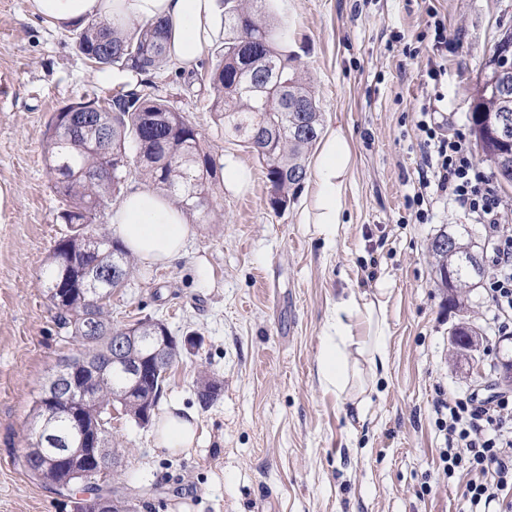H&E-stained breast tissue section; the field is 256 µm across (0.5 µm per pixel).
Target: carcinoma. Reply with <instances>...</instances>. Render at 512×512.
<instances>
[{"instance_id":"1","label":"carcinoma","mask_w":512,"mask_h":512,"mask_svg":"<svg viewBox=\"0 0 512 512\" xmlns=\"http://www.w3.org/2000/svg\"><path fill=\"white\" fill-rule=\"evenodd\" d=\"M224 48L219 58L201 64L213 95L208 109L224 136L234 138L250 149L263 164L269 184V204L276 212L288 208L306 176V155L317 142L322 115L315 96L293 65L294 57L281 43V35L262 9V0H224ZM162 24H147L129 34L115 26L91 21L76 33L82 54L99 67H116L141 75L135 87L117 91L103 99L80 102L93 105V123L103 122L105 144H95L87 130L67 125L68 113L58 111L48 121L44 158L49 170L64 169L63 177L52 181L59 197L58 218L70 227L72 237H62L53 252L75 236L90 233L98 239L95 269L81 266L62 275L58 268L45 265L47 297L58 311L61 327L71 331L81 345L80 356L103 361L112 347V290L124 286L134 268L133 256L110 236L99 220L117 203L132 178H138L167 192L173 201L193 213L201 223L211 218V210L201 205L220 182L224 164L212 154L197 126L170 107L153 92L147 75L163 63L166 46ZM496 69L485 76L479 90V104L471 112V133L481 151L493 160L499 179L512 183V172L502 169L504 145L490 131V122L509 103L495 82ZM104 166L112 168V182H99L88 173ZM431 251L437 259V274L442 287L452 291L477 288L485 275L484 255L443 230L434 237ZM99 296L95 307L87 301ZM92 315L100 335L89 337L84 330L86 316ZM166 378L129 391V383L111 371L100 377L93 404L86 410L87 420L99 410L126 405L137 416L155 410ZM197 387L208 403L218 395L220 384L203 374ZM57 437L68 440L72 430L68 418L50 420ZM39 427L32 428L30 448L21 466L32 479L49 484L67 496L98 492L107 512H132L133 498L112 486L110 474L80 465L62 489V477L39 472L43 455L51 447L38 439Z\"/></svg>"}]
</instances>
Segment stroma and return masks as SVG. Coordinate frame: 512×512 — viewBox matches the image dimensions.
Masks as SVG:
<instances>
[{
    "mask_svg": "<svg viewBox=\"0 0 512 512\" xmlns=\"http://www.w3.org/2000/svg\"><path fill=\"white\" fill-rule=\"evenodd\" d=\"M448 30L436 49L427 7ZM266 9L297 58L324 122L350 138L355 164L334 241L301 223L311 204L299 189L287 210L269 205L265 170L225 138L191 74L160 67L154 92L195 123L208 148L252 174L248 190L216 189L214 223H198L184 257L136 263L112 293V318L163 321L194 336L167 374L156 418L179 406L196 418L189 451L155 442L156 426L112 423V477L143 488L137 512H464L463 478H444L437 393L499 388L512 338L490 331L483 288L449 298L428 247L439 230L469 218L429 193L431 219L408 205L418 189L419 111L436 101L448 126L469 132L477 90L494 50L512 33V0H268ZM447 69L441 83L427 70ZM91 64L73 31L34 15L29 0H0V512H74V501L32 480L19 461L32 409L57 363L80 346L57 325L42 270L67 231L43 158L53 112L96 96ZM381 301L390 329L386 374L357 421L344 396L322 387L317 353L344 292ZM482 333L471 357L450 331ZM221 389L197 397L200 372Z\"/></svg>",
    "mask_w": 512,
    "mask_h": 512,
    "instance_id": "35a3bbf8",
    "label": "stroma"
}]
</instances>
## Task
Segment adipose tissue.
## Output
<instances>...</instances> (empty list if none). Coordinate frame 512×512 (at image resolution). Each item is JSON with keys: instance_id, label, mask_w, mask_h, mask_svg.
<instances>
[{"instance_id": "ef3b65f1", "label": "adipose tissue", "mask_w": 512, "mask_h": 512, "mask_svg": "<svg viewBox=\"0 0 512 512\" xmlns=\"http://www.w3.org/2000/svg\"><path fill=\"white\" fill-rule=\"evenodd\" d=\"M31 4L35 14L62 30L91 20L114 23L126 31L164 21L166 59L183 70L194 68L209 54L220 17L217 0H31ZM353 164L352 146L342 127L326 128L307 180L312 209L303 213L302 223L320 225L326 237L336 236ZM192 221V215L170 197L147 185L132 186L112 214L116 235L133 255L166 266L183 257ZM388 338V326L378 317L374 301L356 291L340 296L327 318L318 350L320 384L345 392L351 358L356 355L367 366V385L377 386L388 367ZM156 438L162 448H193L196 427L192 417L167 411Z\"/></svg>"}]
</instances>
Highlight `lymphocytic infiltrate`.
Returning <instances> with one entry per match:
<instances>
[{
	"instance_id": "1",
	"label": "lymphocytic infiltrate",
	"mask_w": 512,
	"mask_h": 512,
	"mask_svg": "<svg viewBox=\"0 0 512 512\" xmlns=\"http://www.w3.org/2000/svg\"><path fill=\"white\" fill-rule=\"evenodd\" d=\"M418 127L425 139L421 164L437 193L448 196L484 232L489 271L484 290L492 304L495 335L512 334V207L475 158L465 134L450 131L434 106L423 107ZM436 424L444 435L442 473L465 474L467 512H512V391L488 395L474 390L434 401Z\"/></svg>"
}]
</instances>
